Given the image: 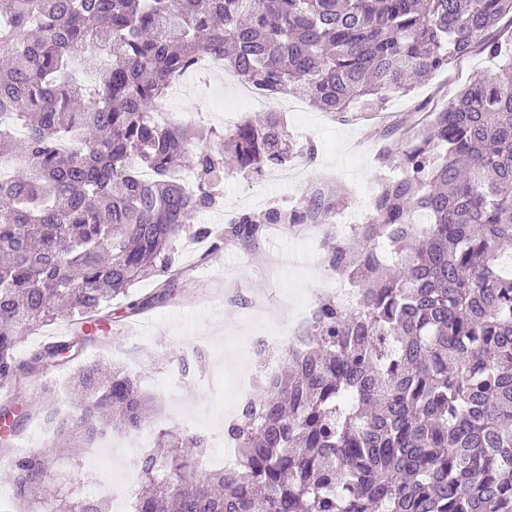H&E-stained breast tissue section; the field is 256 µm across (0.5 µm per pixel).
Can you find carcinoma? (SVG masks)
I'll return each instance as SVG.
<instances>
[{"label":"carcinoma","mask_w":512,"mask_h":512,"mask_svg":"<svg viewBox=\"0 0 512 512\" xmlns=\"http://www.w3.org/2000/svg\"><path fill=\"white\" fill-rule=\"evenodd\" d=\"M99 49L112 68L89 84ZM477 51L492 62L480 80L384 133L397 176L327 246L360 304L319 303L302 346L227 426L234 467L202 473L205 436L159 431L133 512H512V0H0V165L14 171L0 179V386L17 382L31 329L75 326L29 370L67 365L112 299L171 272L173 241L216 204L224 167L290 158L277 112L243 119L225 148L152 119L200 54L259 90L299 83L347 122ZM331 209L244 212L224 239ZM74 387L73 413L45 412L48 446L11 464L18 512H112L78 475L58 488L50 453L143 428L154 400L96 363Z\"/></svg>","instance_id":"obj_1"}]
</instances>
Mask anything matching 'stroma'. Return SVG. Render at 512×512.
Segmentation results:
<instances>
[{
  "label": "stroma",
  "mask_w": 512,
  "mask_h": 512,
  "mask_svg": "<svg viewBox=\"0 0 512 512\" xmlns=\"http://www.w3.org/2000/svg\"><path fill=\"white\" fill-rule=\"evenodd\" d=\"M487 65L485 56L470 55L426 78L409 95L390 96L384 109L360 113L349 122L307 103L295 107L278 94L264 96L262 105L246 109V116L252 118L270 111L282 113L294 143L315 145L314 159L295 155L289 163L293 183L270 186L260 197L251 192L255 176L225 170L218 204L192 219L193 224L208 227L209 236L192 241L184 235L174 244L175 265L182 268V275L165 289L157 276L139 280L131 288L137 297L163 292V299L135 315L125 314L124 298L112 300L96 339L86 344L78 361L23 377L24 399L12 406L17 420L13 449L0 453V503L8 504L12 498L7 479L12 458L44 445L39 436L43 419L34 399L46 387L61 394L84 364L104 362L135 377L156 401L153 420L157 425L186 433L202 434L209 428L225 432L240 416L244 401L260 394L263 366L271 361L281 368L287 363L288 320L277 307L280 298L287 294L314 308L334 296L336 274L325 262V240L335 233L337 223H362L382 181L392 177V169L377 160L384 145L382 131L418 102L432 100L446 106ZM215 95L229 101L235 92L192 72L171 107L197 115L198 126L213 130L211 142L216 145L230 130L223 113L212 104ZM320 194L338 197L340 204L320 225L316 242L306 241L305 228L285 224L270 225L253 243L224 239L226 224L241 212L260 213L275 204L309 202ZM290 250L304 252V264L285 275L269 273L275 254ZM259 296L273 303L271 314L254 312L251 302ZM228 371L246 378L247 384L234 402L220 403L202 382H220ZM139 490L136 483L117 485L112 474L104 471L85 484L86 494L111 498L112 512H132Z\"/></svg>",
  "instance_id": "35a3bbf8"
}]
</instances>
